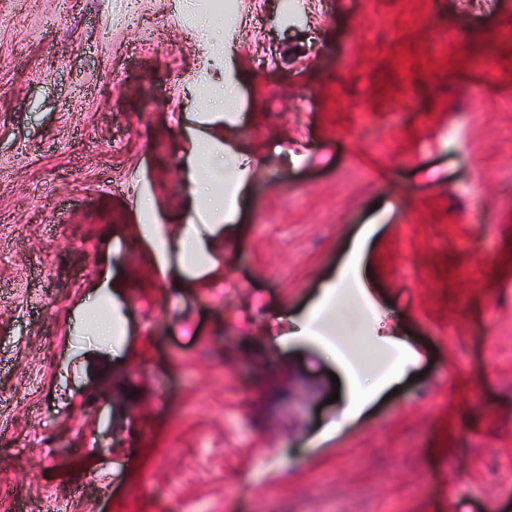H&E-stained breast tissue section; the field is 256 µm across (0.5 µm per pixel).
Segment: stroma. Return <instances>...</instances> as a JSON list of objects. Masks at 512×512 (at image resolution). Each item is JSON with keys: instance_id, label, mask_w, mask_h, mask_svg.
<instances>
[{"instance_id": "1", "label": "stroma", "mask_w": 512, "mask_h": 512, "mask_svg": "<svg viewBox=\"0 0 512 512\" xmlns=\"http://www.w3.org/2000/svg\"><path fill=\"white\" fill-rule=\"evenodd\" d=\"M233 3L0 0V512H512V0ZM195 136L251 192L174 288L130 229L194 219ZM362 235L378 312L339 353L420 360L324 441L348 381L271 342ZM105 268L133 284L120 360L78 329ZM237 81L235 76L231 71H229L224 77V91L221 94H215L212 96V99L207 97L204 101L205 105L210 104V112L212 120L224 118V113L229 111L228 104L226 103V99L228 97L235 98L237 94Z\"/></svg>"}]
</instances>
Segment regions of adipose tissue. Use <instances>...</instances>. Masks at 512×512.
<instances>
[{
	"instance_id": "ef3b65f1",
	"label": "adipose tissue",
	"mask_w": 512,
	"mask_h": 512,
	"mask_svg": "<svg viewBox=\"0 0 512 512\" xmlns=\"http://www.w3.org/2000/svg\"><path fill=\"white\" fill-rule=\"evenodd\" d=\"M189 156L194 167L188 176L186 189L194 203L203 206L207 215H210V224L203 228L193 223L182 225L178 235L168 241L163 240L158 227L153 224L141 225L139 234L153 245L166 247L176 254L181 267L206 271L215 267L224 240L222 227L234 220L237 201L246 193L247 162L207 139L194 141ZM205 171L209 172L213 180H227L228 200L209 195L201 179V174ZM364 246V239L359 238L353 242L350 261L340 267L335 277L325 284L316 303L299 318L289 335L278 338V345H285L291 338L315 339L324 333L328 324L335 321L334 304L338 295L345 289H353L359 285L355 260ZM112 288L109 273H102L95 289L87 295L81 310L80 323L91 328L101 345L119 357L124 353L125 342L120 339L119 334L126 324V316ZM381 345L390 353L392 362L386 372L369 387H361L356 382L351 384L345 401L344 422L348 423L359 417L380 391L400 380L417 361L416 354L409 350L400 337H383Z\"/></svg>"
}]
</instances>
